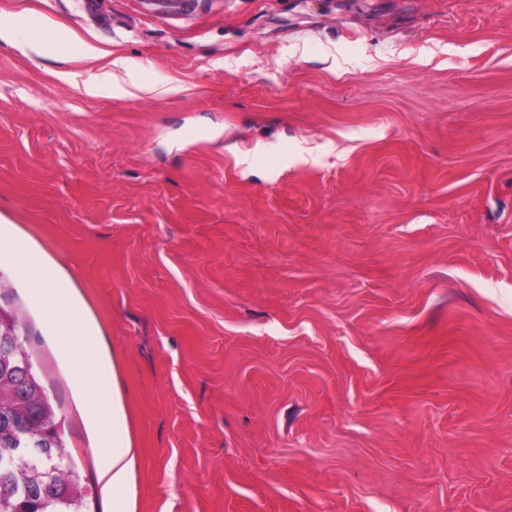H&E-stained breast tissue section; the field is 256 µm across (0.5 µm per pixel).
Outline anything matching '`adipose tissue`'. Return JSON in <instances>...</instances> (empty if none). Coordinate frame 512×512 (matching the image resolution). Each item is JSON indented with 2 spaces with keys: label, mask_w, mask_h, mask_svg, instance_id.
Instances as JSON below:
<instances>
[{
  "label": "adipose tissue",
  "mask_w": 512,
  "mask_h": 512,
  "mask_svg": "<svg viewBox=\"0 0 512 512\" xmlns=\"http://www.w3.org/2000/svg\"><path fill=\"white\" fill-rule=\"evenodd\" d=\"M13 263L33 299L45 310V319L56 336L60 353L85 406L91 449L100 461L103 491L112 498V512H135L139 456L124 442L126 413L120 391L109 390L101 380L110 365V354L95 321L81 313L73 280L56 261L19 236L12 225H0V260ZM93 337V344L74 352L73 334Z\"/></svg>",
  "instance_id": "obj_1"
}]
</instances>
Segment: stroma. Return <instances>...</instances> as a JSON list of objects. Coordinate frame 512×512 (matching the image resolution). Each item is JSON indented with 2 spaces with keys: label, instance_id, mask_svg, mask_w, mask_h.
<instances>
[{
  "label": "stroma",
  "instance_id": "1",
  "mask_svg": "<svg viewBox=\"0 0 512 512\" xmlns=\"http://www.w3.org/2000/svg\"><path fill=\"white\" fill-rule=\"evenodd\" d=\"M0 224L72 274L136 512H512V0H0ZM90 42L145 90L91 94ZM0 307L109 512L8 262Z\"/></svg>",
  "mask_w": 512,
  "mask_h": 512
}]
</instances>
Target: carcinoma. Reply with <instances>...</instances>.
<instances>
[{"mask_svg":"<svg viewBox=\"0 0 512 512\" xmlns=\"http://www.w3.org/2000/svg\"><path fill=\"white\" fill-rule=\"evenodd\" d=\"M9 356H0V448L19 447L26 435L20 424L32 428L58 426L56 412L33 372L27 371L29 355L22 337ZM35 476L22 478L15 465L0 456V512H81L76 493L79 476L73 467L63 471L41 458L27 461Z\"/></svg>","mask_w":512,"mask_h":512,"instance_id":"obj_1","label":"carcinoma"}]
</instances>
